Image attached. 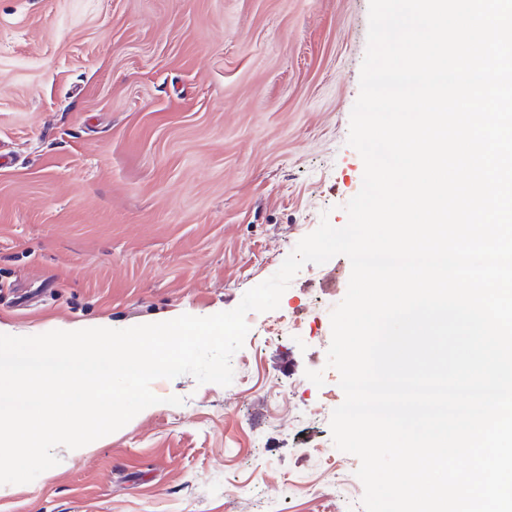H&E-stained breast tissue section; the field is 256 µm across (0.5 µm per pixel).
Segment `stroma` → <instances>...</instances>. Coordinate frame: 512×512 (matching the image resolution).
<instances>
[{
  "mask_svg": "<svg viewBox=\"0 0 512 512\" xmlns=\"http://www.w3.org/2000/svg\"><path fill=\"white\" fill-rule=\"evenodd\" d=\"M369 2L0 0V334L228 311L344 226ZM350 275L304 265L247 314L232 384L155 380L160 403L0 485V512H365L358 458L313 453Z\"/></svg>",
  "mask_w": 512,
  "mask_h": 512,
  "instance_id": "1",
  "label": "stroma"
}]
</instances>
